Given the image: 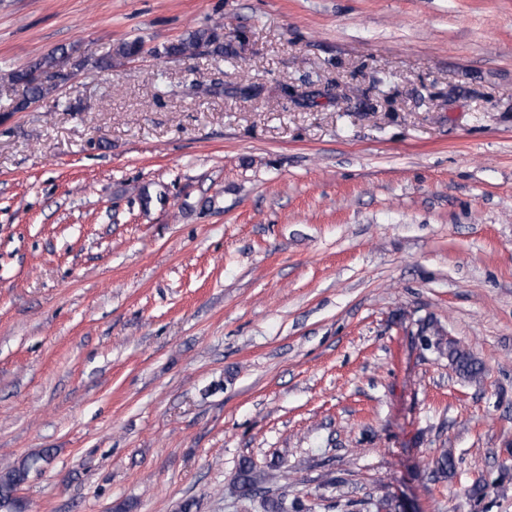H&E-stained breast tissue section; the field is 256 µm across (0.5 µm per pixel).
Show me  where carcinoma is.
Returning a JSON list of instances; mask_svg holds the SVG:
<instances>
[{"label":"carcinoma","instance_id":"carcinoma-1","mask_svg":"<svg viewBox=\"0 0 512 512\" xmlns=\"http://www.w3.org/2000/svg\"><path fill=\"white\" fill-rule=\"evenodd\" d=\"M205 48L216 55L224 54L223 27L201 26L187 34L170 41L160 47L146 48L141 39L127 40L119 44L113 54L105 58L94 60L92 67L99 69L112 68V58L132 59L143 52L154 57L180 59L194 55ZM58 57L54 54L38 59L31 64L16 68L0 77V85L8 89H22V99L16 105V110L23 111L32 103L47 99L56 90L55 83H34L31 74L34 72L47 73L56 69ZM448 360L455 365L458 373L465 379L479 381L485 375V367L481 361L474 358L469 352L460 347L455 341L448 342ZM52 456V449L46 448L41 454L24 460L19 465L0 474V512H22L24 505L16 496L19 487L23 485L31 471L40 461H48ZM276 476L260 472L253 464L245 461L240 466L234 482V493L239 498L261 499L263 512H288V504L281 496L273 493Z\"/></svg>","mask_w":512,"mask_h":512}]
</instances>
